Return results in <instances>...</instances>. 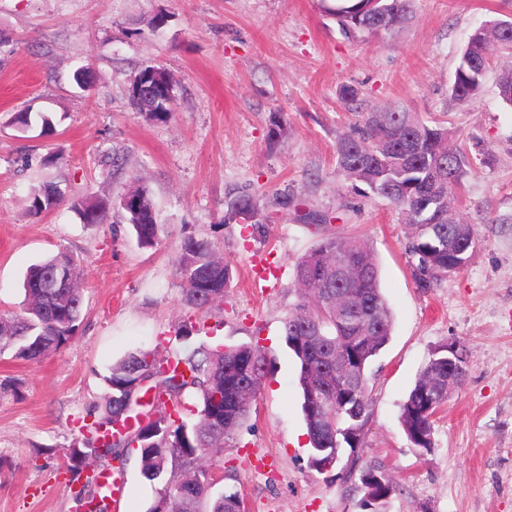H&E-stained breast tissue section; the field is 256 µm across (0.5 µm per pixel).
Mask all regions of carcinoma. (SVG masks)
Wrapping results in <instances>:
<instances>
[{
	"label": "carcinoma",
	"mask_w": 512,
	"mask_h": 512,
	"mask_svg": "<svg viewBox=\"0 0 512 512\" xmlns=\"http://www.w3.org/2000/svg\"><path fill=\"white\" fill-rule=\"evenodd\" d=\"M411 0H379L378 26L372 19L367 0H336L326 12L336 20L340 30L352 38H380L396 32L407 20ZM512 57V21L493 19L477 28L461 51L450 88L453 101L470 104L477 96L493 54ZM499 95L512 106V65L500 69L497 77ZM174 84L159 97L146 99L129 94L130 105L156 120L166 121L172 114ZM41 121L42 131L53 130L52 120L43 112H18L13 122L30 127ZM448 128L439 120L425 121L415 112L390 106L382 112H365L361 125L352 133L337 137L336 164L349 179L368 187L374 195L391 202L414 222V235L406 247L412 259L415 278L420 287L429 288L442 274L456 271L448 260L451 224H465L458 212L456 191L474 171L473 158L467 150L448 145ZM140 197L139 209L126 212L125 220L142 248L159 243V224L149 190H135ZM61 202L57 186L45 184L30 197L35 213L51 211ZM230 213L242 217L254 215L257 199L248 191L229 196ZM73 209L85 224H99L108 204L104 201L76 202ZM215 250L205 239L182 240L176 260V272L182 283L184 301L195 310H203L224 299L231 280L227 264L218 265ZM345 261L350 273L338 275L337 260ZM77 260L60 251L32 265L26 273L24 301L20 311L0 313V349L9 347L13 357L37 361L48 350H56L73 337L83 312L81 292L72 288ZM299 302L284 321V342L297 362V381L301 395V413L310 437V453L324 448L326 453L341 455L343 449L358 447L345 431H363L369 412L370 367L388 344L393 329V313L380 288V274L371 248L359 237H326L317 248L296 264ZM341 292L352 300L351 314L336 316L331 297ZM343 350L352 363L363 371L362 385L353 392L336 383L329 369L327 355ZM447 352L435 353L426 363L401 404L399 422L412 447L421 454L434 450L432 414L448 396L437 392L431 381L448 378ZM265 353L247 344L174 350L161 361L152 350H140L113 364L106 377L109 395L105 405L82 418L80 433L83 447H73L65 455V470L75 469L73 459L92 455L105 472L114 460H123L117 440L102 441V435L114 427L126 426L129 414L117 418L122 410L118 401L121 389L132 372L154 377L152 387L173 402V409L154 422H147L138 443L153 447L140 449L143 477L159 479L172 462L182 472L181 481L159 494L151 512H169L178 506L185 512H240L238 492L228 488L212 495L208 470L202 459L218 454L224 442L235 435L249 417L252 402L242 398L250 384L258 388L267 373ZM196 397L193 408L181 404L185 394ZM380 465L360 467L359 481L364 506L386 502L399 491L391 478L375 480ZM85 494L97 512H111L112 500L90 477Z\"/></svg>",
	"instance_id": "cac0c4a2"
}]
</instances>
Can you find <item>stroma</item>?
Instances as JSON below:
<instances>
[{
  "label": "stroma",
  "instance_id": "35a3bbf8",
  "mask_svg": "<svg viewBox=\"0 0 512 512\" xmlns=\"http://www.w3.org/2000/svg\"><path fill=\"white\" fill-rule=\"evenodd\" d=\"M329 2L0 0V311L18 310L27 268L61 249L77 259L84 298L60 349L37 362L0 353V512H75L61 464L82 416L104 406L114 363L143 349L166 356L182 325L197 328L189 347L247 343L271 361L248 420L206 462L216 489H237L245 512H364L345 477L354 459L385 465L399 483L384 512H512V107L498 94L501 60L473 104L450 97L461 47L485 21L512 18V0H413L408 23L374 41L342 34ZM151 62L174 80L164 122L129 104L132 78ZM81 70L90 86L77 84ZM346 86L360 92L356 110L340 98ZM395 103L446 121L463 148L493 154L457 192L477 248L429 288L406 251L412 226L336 165L337 136ZM27 109L47 113L55 134L11 125ZM276 121L283 132L273 141ZM46 183L63 200L32 214L29 196ZM140 186L160 224L151 249L138 247L120 208ZM236 188L260 196L252 221L227 212ZM98 200L110 204L100 224L71 208ZM308 212L324 223H304ZM330 235L368 241L394 323L371 367L360 444L320 473L309 466L283 322L298 302L296 262ZM189 236L210 241L232 270L223 300L201 312L184 304L175 274ZM451 341L467 355V375L422 457L400 405ZM117 476L122 512H147L162 485L142 477L137 452Z\"/></svg>",
  "mask_w": 512,
  "mask_h": 512
}]
</instances>
